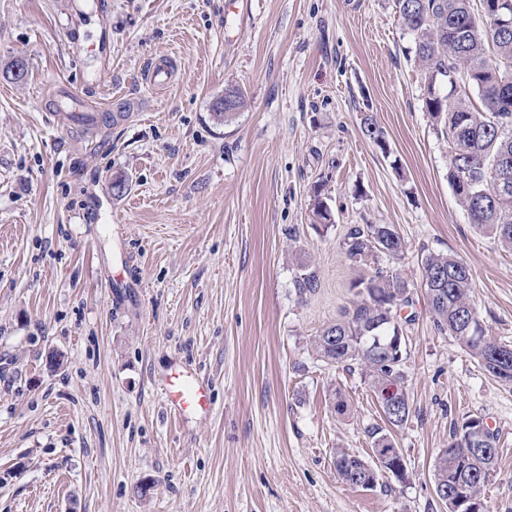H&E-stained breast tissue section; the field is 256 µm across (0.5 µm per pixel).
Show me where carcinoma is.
I'll list each match as a JSON object with an SVG mask.
<instances>
[{
  "label": "carcinoma",
  "instance_id": "carcinoma-1",
  "mask_svg": "<svg viewBox=\"0 0 512 512\" xmlns=\"http://www.w3.org/2000/svg\"><path fill=\"white\" fill-rule=\"evenodd\" d=\"M481 2L393 0L401 26L413 37L424 82L448 86L442 101L425 89L423 108L436 133L447 142L448 182L457 201L478 230L512 249V80L506 88L500 87L505 68H512V31L491 37L495 20ZM475 97L481 102L479 108L473 105ZM246 104L244 92L229 87L213 103L211 118L221 125ZM362 132L380 148L386 147L384 133L373 116L363 117ZM343 245L351 261L369 263L372 269L352 284L350 306L340 320L315 337L313 348L327 363L359 367L378 395L389 385L402 390L403 346L394 341L401 335L398 310L410 305L411 288L396 270L378 264L381 255L392 260L401 256V236L390 224H354ZM294 261L297 293L315 292L318 278L309 255L298 250ZM421 286L437 329L453 336L490 375L511 384L512 346L478 338L468 325L476 313L468 265L450 254L429 253L421 261ZM399 404L395 412L383 410L393 428L403 426L410 415L406 396L400 397ZM477 420L479 417L469 416L454 426L453 441L434 465L435 487L448 512H455L453 493L458 486L471 484L482 493L495 463L497 448L491 432H485L472 447L465 440L466 425ZM372 438L373 453L384 456L379 464L345 450L336 451V472L344 483L372 489L379 473L394 466L406 470L403 458L388 456L395 447L391 433L377 428Z\"/></svg>",
  "mask_w": 512,
  "mask_h": 512
}]
</instances>
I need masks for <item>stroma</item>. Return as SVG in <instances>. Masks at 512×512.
Masks as SVG:
<instances>
[{
  "label": "stroma",
  "instance_id": "stroma-1",
  "mask_svg": "<svg viewBox=\"0 0 512 512\" xmlns=\"http://www.w3.org/2000/svg\"><path fill=\"white\" fill-rule=\"evenodd\" d=\"M19 55L26 80L0 77V512H448L434 465L470 415L496 439L485 508L512 512V384L436 329L420 286L424 255L459 257L485 335L512 345V250L456 201L393 0H0V68ZM163 56L156 90L143 73ZM230 85L248 105L215 124ZM69 91L109 122L61 126ZM354 224L398 231L403 255L379 263L413 285L393 432L408 477L370 490L334 457L371 460L378 398L311 346L362 274ZM294 247L319 281L306 296ZM185 368L209 414L167 409Z\"/></svg>",
  "mask_w": 512,
  "mask_h": 512
}]
</instances>
